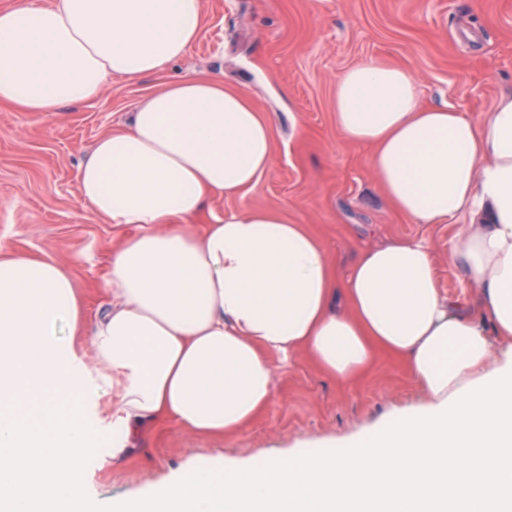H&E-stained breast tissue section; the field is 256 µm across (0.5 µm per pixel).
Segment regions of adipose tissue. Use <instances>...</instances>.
Wrapping results in <instances>:
<instances>
[{
    "instance_id": "adipose-tissue-1",
    "label": "adipose tissue",
    "mask_w": 512,
    "mask_h": 512,
    "mask_svg": "<svg viewBox=\"0 0 512 512\" xmlns=\"http://www.w3.org/2000/svg\"><path fill=\"white\" fill-rule=\"evenodd\" d=\"M203 0H11L0 7V103L55 112L113 77L161 72L197 42ZM336 125L415 224L463 216L458 258L490 329L455 313L434 252L404 239L363 250L337 279L319 240L277 209L190 221L254 186L273 126L249 94L185 76L101 135L78 171L82 205L133 226L108 261L94 366L65 329L87 316L61 264L0 253V512H87L85 458L112 397V456L163 417L228 435L270 402L271 355L309 353L346 382L376 348L403 356L427 406L336 451L197 466L114 512H512V93L483 123L423 105L406 69L366 62L336 82ZM348 310L336 311L337 295ZM507 345L494 351L492 336Z\"/></svg>"
}]
</instances>
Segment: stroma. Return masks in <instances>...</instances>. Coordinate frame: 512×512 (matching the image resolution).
<instances>
[{
    "label": "stroma",
    "mask_w": 512,
    "mask_h": 512,
    "mask_svg": "<svg viewBox=\"0 0 512 512\" xmlns=\"http://www.w3.org/2000/svg\"><path fill=\"white\" fill-rule=\"evenodd\" d=\"M368 61L411 71L424 104L483 120L512 92V0H204L198 41L161 73L113 78L95 101L53 114L0 106V251L54 260L69 270L88 310L106 302L105 264L131 229L100 223L81 205L78 168L100 135L128 126L147 95L186 75L217 77L245 89L270 117L274 160L252 188L213 198L196 228L225 211L279 207L319 238L340 274L363 249L421 239L436 255L442 294L480 318L481 292L452 256L458 222L401 216L369 166L370 147L347 141L336 126V80ZM273 364L272 401L224 438L159 418L137 426L116 460L112 408L104 399L90 403L86 413L102 432L87 453L85 498L109 512L198 463L337 449L426 402L407 361L384 350L344 384L304 353Z\"/></svg>",
    "instance_id": "stroma-1"
}]
</instances>
